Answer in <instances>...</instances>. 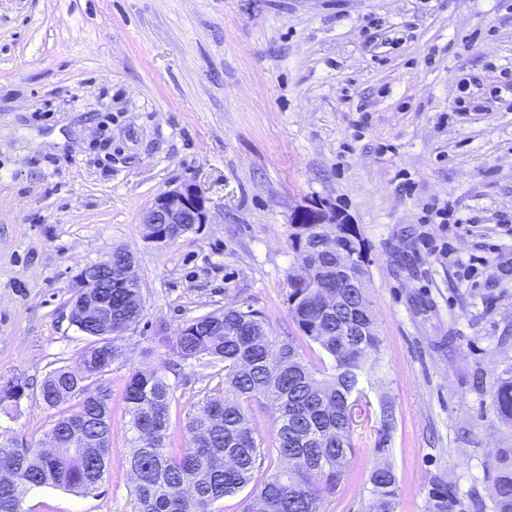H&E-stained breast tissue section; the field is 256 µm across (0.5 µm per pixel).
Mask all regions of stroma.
I'll return each instance as SVG.
<instances>
[{
	"label": "stroma",
	"instance_id": "stroma-1",
	"mask_svg": "<svg viewBox=\"0 0 512 512\" xmlns=\"http://www.w3.org/2000/svg\"><path fill=\"white\" fill-rule=\"evenodd\" d=\"M512 0H0V434L45 442L39 395L91 340L75 279L132 253L144 311L95 385L112 393L98 490L31 489L23 512H134L125 386L174 387L171 447L222 364L185 362L178 329L252 306L294 332L289 218L335 207L366 250L379 351L355 451L325 512H366L369 475L397 476L396 512L489 501L512 448L492 394L512 377ZM185 181L210 221L166 243L142 216ZM447 204L448 223L434 217ZM464 226H456V219Z\"/></svg>",
	"mask_w": 512,
	"mask_h": 512
}]
</instances>
